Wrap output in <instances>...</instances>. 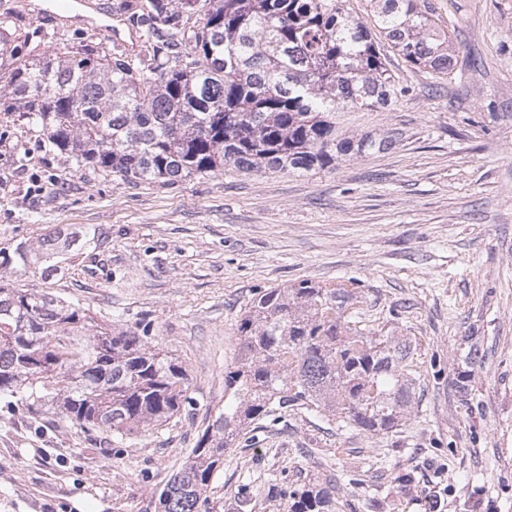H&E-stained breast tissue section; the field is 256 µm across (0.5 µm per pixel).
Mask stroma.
Masks as SVG:
<instances>
[{
	"instance_id": "35a3bbf8",
	"label": "stroma",
	"mask_w": 512,
	"mask_h": 512,
	"mask_svg": "<svg viewBox=\"0 0 512 512\" xmlns=\"http://www.w3.org/2000/svg\"><path fill=\"white\" fill-rule=\"evenodd\" d=\"M16 13L37 55L58 39L111 45L84 21ZM457 50L447 75L388 50L389 107L336 113L338 137L389 135L382 151L298 171L224 169L174 183L91 175L0 113V243L95 233L57 273L13 277L147 330L182 365L193 404L119 440L53 411L0 402V512H158V494L224 405L237 325L256 292L353 282L378 336L414 348L420 375L400 429L367 435L306 409L252 424L210 492L212 512H282L271 488L335 477L336 512H512V0H426ZM26 150L23 167L11 148ZM468 396L451 383L469 346Z\"/></svg>"
}]
</instances>
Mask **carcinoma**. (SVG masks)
<instances>
[{
    "instance_id": "obj_1",
    "label": "carcinoma",
    "mask_w": 512,
    "mask_h": 512,
    "mask_svg": "<svg viewBox=\"0 0 512 512\" xmlns=\"http://www.w3.org/2000/svg\"><path fill=\"white\" fill-rule=\"evenodd\" d=\"M373 26L343 0H143L128 22L143 37L131 57L91 41L41 58L0 21V112L41 127L79 169L173 183L232 164L246 171L336 165L390 145L336 137L339 106L386 108L397 87L371 29L405 62L451 72L456 47L419 0H369ZM49 94L39 92L41 79ZM80 233L0 247V399L50 402L86 430L124 437L191 406L181 366L129 329L96 325L50 292L17 288L4 273L51 274ZM346 283L303 280L255 294L239 321L242 350L224 375V409L160 491L161 512H210L225 451L275 410L321 408L359 431L400 426L415 400L411 345L370 336L348 311ZM286 512H335L327 481L280 487Z\"/></svg>"
}]
</instances>
